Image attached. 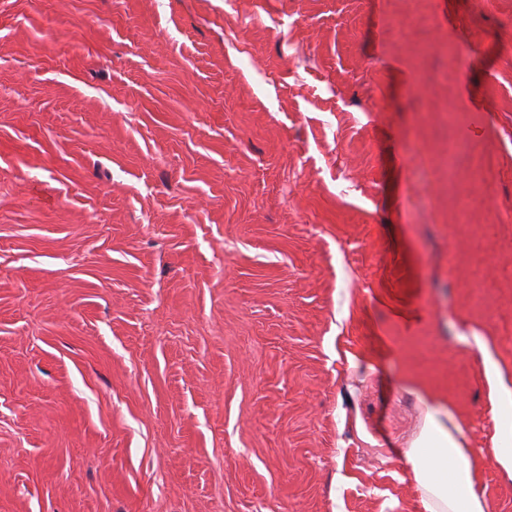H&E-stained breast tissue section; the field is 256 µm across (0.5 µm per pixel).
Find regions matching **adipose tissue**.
<instances>
[{"instance_id":"1","label":"adipose tissue","mask_w":512,"mask_h":512,"mask_svg":"<svg viewBox=\"0 0 512 512\" xmlns=\"http://www.w3.org/2000/svg\"><path fill=\"white\" fill-rule=\"evenodd\" d=\"M498 468L512 479V381L505 379L486 340H479ZM463 427L444 405L426 403L424 427L406 458L425 512H490L480 488V467L466 445Z\"/></svg>"}]
</instances>
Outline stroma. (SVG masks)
Segmentation results:
<instances>
[{
    "mask_svg": "<svg viewBox=\"0 0 512 512\" xmlns=\"http://www.w3.org/2000/svg\"><path fill=\"white\" fill-rule=\"evenodd\" d=\"M233 8L0 0V512H512V0ZM475 339L482 356L490 411L496 423L492 438L495 462L512 479V448L508 451L502 448L503 444L512 443V381L510 378L505 380L494 352L483 336H475ZM424 427L406 454L412 486L425 512H489L480 467L463 427L444 405L423 401Z\"/></svg>",
    "mask_w": 512,
    "mask_h": 512,
    "instance_id": "35a3bbf8",
    "label": "stroma"
}]
</instances>
